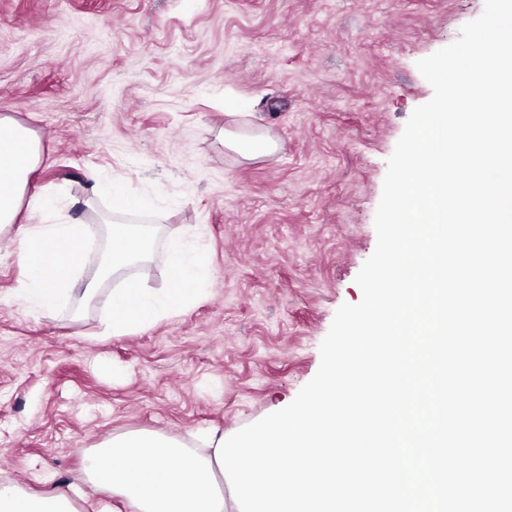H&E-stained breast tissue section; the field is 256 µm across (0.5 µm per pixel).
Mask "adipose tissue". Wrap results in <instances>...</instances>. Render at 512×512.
<instances>
[{
    "label": "adipose tissue",
    "instance_id": "1",
    "mask_svg": "<svg viewBox=\"0 0 512 512\" xmlns=\"http://www.w3.org/2000/svg\"><path fill=\"white\" fill-rule=\"evenodd\" d=\"M40 143L28 128L0 118V228L14 224L23 201L33 208L44 198L28 197L30 175L40 161ZM106 274L122 277L110 298L104 333L125 336L183 313L202 296L210 274L207 261L180 236L167 243L169 286L155 292L126 276L133 263L147 260L151 242L137 226L109 227ZM15 260L22 279L15 293L23 306L51 312L74 290L77 270L90 255L81 224H30L21 233ZM221 432L202 433V449L159 430H134L110 436L84 456L82 486L31 491L16 482L0 484V512H225L222 473L214 451Z\"/></svg>",
    "mask_w": 512,
    "mask_h": 512
}]
</instances>
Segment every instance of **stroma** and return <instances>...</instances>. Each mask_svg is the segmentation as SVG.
<instances>
[{"mask_svg": "<svg viewBox=\"0 0 512 512\" xmlns=\"http://www.w3.org/2000/svg\"><path fill=\"white\" fill-rule=\"evenodd\" d=\"M484 0H0V116L41 158L24 224L70 220L88 245L137 224L169 285L166 240L190 235L205 295L150 328L102 337L105 298L19 305L16 228L0 231V480L77 481L81 452L154 429L232 436L290 404L320 365L336 310L377 243L387 161L431 85L416 63L454 42ZM278 151L224 146L238 101ZM148 210L113 214L92 177Z\"/></svg>", "mask_w": 512, "mask_h": 512, "instance_id": "1", "label": "stroma"}]
</instances>
